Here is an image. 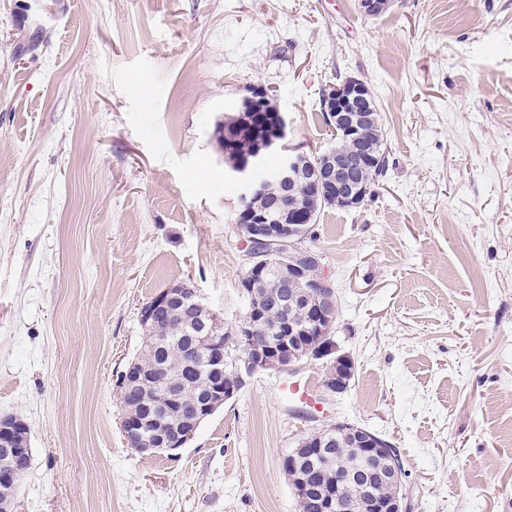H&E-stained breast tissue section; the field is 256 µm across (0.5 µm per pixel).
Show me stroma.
I'll return each mask as SVG.
<instances>
[{
  "label": "stroma",
  "instance_id": "obj_1",
  "mask_svg": "<svg viewBox=\"0 0 512 512\" xmlns=\"http://www.w3.org/2000/svg\"><path fill=\"white\" fill-rule=\"evenodd\" d=\"M345 77L387 156L314 226L347 391L258 370L177 455L137 452L115 381L142 305L187 282L225 328L246 309L217 122L254 82L323 154ZM1 414L30 429L16 512H296L282 460L336 421L396 448L408 512H512V0H0Z\"/></svg>",
  "mask_w": 512,
  "mask_h": 512
}]
</instances>
